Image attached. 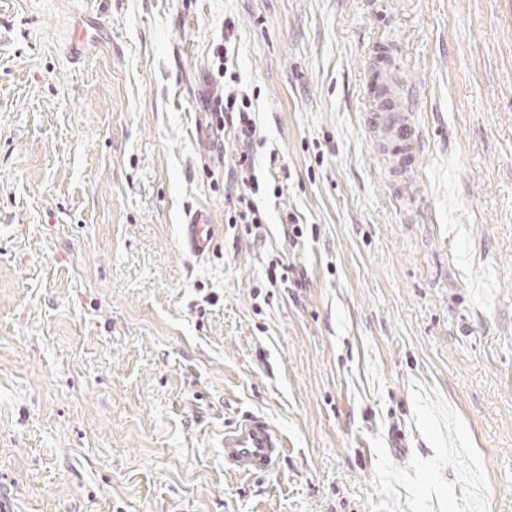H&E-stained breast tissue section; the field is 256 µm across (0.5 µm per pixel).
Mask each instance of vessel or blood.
I'll use <instances>...</instances> for the list:
<instances>
[{
    "mask_svg": "<svg viewBox=\"0 0 512 512\" xmlns=\"http://www.w3.org/2000/svg\"><path fill=\"white\" fill-rule=\"evenodd\" d=\"M369 83L373 89V110L369 122L391 157L394 175L413 168L424 146V133L415 117V89L406 84L393 86L383 69L372 68ZM215 227L206 212L190 213L183 227L188 249L201 256L212 248ZM285 444L262 417L247 416L224 430V465L244 475L269 473L276 469Z\"/></svg>",
    "mask_w": 512,
    "mask_h": 512,
    "instance_id": "obj_1",
    "label": "vessel or blood"
}]
</instances>
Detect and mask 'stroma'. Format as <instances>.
<instances>
[{
  "label": "stroma",
  "mask_w": 512,
  "mask_h": 512,
  "mask_svg": "<svg viewBox=\"0 0 512 512\" xmlns=\"http://www.w3.org/2000/svg\"><path fill=\"white\" fill-rule=\"evenodd\" d=\"M228 17L283 187L257 238L203 111ZM376 46L419 94L413 198ZM251 414L269 475L224 466ZM0 512H512V0H0ZM373 89V112H369L370 125L383 142L384 151L396 167L393 177L412 169L424 146V133L415 117V89L405 83L393 86L384 69L374 66L369 73ZM183 239L188 249L197 256H203L212 248L215 236V224H210L206 212L196 210L189 213L183 224ZM284 448L281 436L260 416L224 428V466L244 475L274 471Z\"/></svg>",
  "instance_id": "obj_1"
}]
</instances>
